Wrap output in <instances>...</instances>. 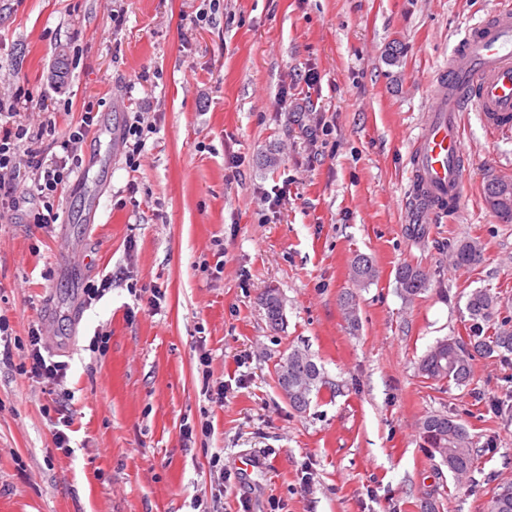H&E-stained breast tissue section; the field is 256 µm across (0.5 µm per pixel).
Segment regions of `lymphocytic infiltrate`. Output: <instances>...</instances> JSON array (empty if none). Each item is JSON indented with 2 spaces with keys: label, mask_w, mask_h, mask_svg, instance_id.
<instances>
[{
  "label": "lymphocytic infiltrate",
  "mask_w": 512,
  "mask_h": 512,
  "mask_svg": "<svg viewBox=\"0 0 512 512\" xmlns=\"http://www.w3.org/2000/svg\"><path fill=\"white\" fill-rule=\"evenodd\" d=\"M39 111L43 119L39 135L32 136L23 124V113ZM70 115L71 121L64 134H57L60 115ZM97 113L94 102H85L81 112L71 107L56 108L54 103L35 99L28 92H19L9 100L0 99V208L17 210L19 199L30 195L38 199L39 209L30 217L43 226L54 223L59 214L57 207L75 170L73 161L76 146L95 129ZM49 136L47 147H40V136ZM43 340L39 325L29 324L25 346L28 365L22 372L33 382L55 386L66 373L61 362H46L41 353Z\"/></svg>",
  "instance_id": "lymphocytic-infiltrate-1"
}]
</instances>
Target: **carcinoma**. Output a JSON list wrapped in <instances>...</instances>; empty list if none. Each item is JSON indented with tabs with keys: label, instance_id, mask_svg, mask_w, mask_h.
<instances>
[{
	"label": "carcinoma",
	"instance_id": "obj_1",
	"mask_svg": "<svg viewBox=\"0 0 512 512\" xmlns=\"http://www.w3.org/2000/svg\"><path fill=\"white\" fill-rule=\"evenodd\" d=\"M485 200L505 223H512V181L495 179L484 190ZM459 266L470 268L482 261V245L476 240L463 241L455 249ZM349 275L359 287L373 282L377 270L369 257L356 254L350 261ZM401 294L412 299L426 289L427 275L418 267L404 265L396 274ZM497 299L488 291H474L467 302L469 315L474 321L486 324L495 316ZM262 306L268 323L277 327L283 323V300L278 289H268ZM460 339L446 337L436 342L422 357L418 365L421 376L436 382H454L463 385L470 381L472 361L475 357H491L495 353H512V326L502 322L487 336L469 337L471 352L455 357L452 344ZM278 384L288 376V403L299 413L307 410L312 398L319 395L326 381L311 355L301 349H293L277 363ZM421 439L433 456L448 467V472L458 480L472 476L477 465V453L468 430L456 419L444 413H432L421 420ZM489 512H512V485H504L494 493Z\"/></svg>",
	"mask_w": 512,
	"mask_h": 512
}]
</instances>
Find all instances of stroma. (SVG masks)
<instances>
[{"label":"stroma","mask_w":512,"mask_h":512,"mask_svg":"<svg viewBox=\"0 0 512 512\" xmlns=\"http://www.w3.org/2000/svg\"><path fill=\"white\" fill-rule=\"evenodd\" d=\"M501 5L512 0H0V98L24 89L76 113L103 101L57 223H31L27 203L0 217V315L19 340L39 323L45 358L68 365L53 401L22 375V351L0 355V512H488L512 483V354L476 359L463 385L417 364L440 339L480 334L475 289L512 322V224L484 197L512 179V131L463 113L455 213L417 216L410 156L433 74ZM310 68L321 96L281 103ZM138 112L154 130L133 171L118 135ZM472 238L481 263L456 266ZM358 253L378 270L364 288L349 277ZM404 264L428 276L410 301ZM295 348L332 386L301 414L275 375ZM203 353L223 403L201 391ZM51 407L74 415L70 453L53 445ZM439 412L470 433L469 480L418 433ZM262 306L271 327L275 328L283 324V300L278 289L270 288L265 292ZM497 299L487 290H475L469 297L467 309L473 321L488 324L494 320Z\"/></svg>","instance_id":"obj_1"}]
</instances>
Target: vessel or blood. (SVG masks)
Wrapping results in <instances>:
<instances>
[{
	"mask_svg": "<svg viewBox=\"0 0 512 512\" xmlns=\"http://www.w3.org/2000/svg\"><path fill=\"white\" fill-rule=\"evenodd\" d=\"M467 111L479 113L490 132L512 129L511 11L494 10L475 23L430 81L410 159L422 211L455 207L460 198V115Z\"/></svg>",
	"mask_w": 512,
	"mask_h": 512,
	"instance_id": "1",
	"label": "vessel or blood"
}]
</instances>
